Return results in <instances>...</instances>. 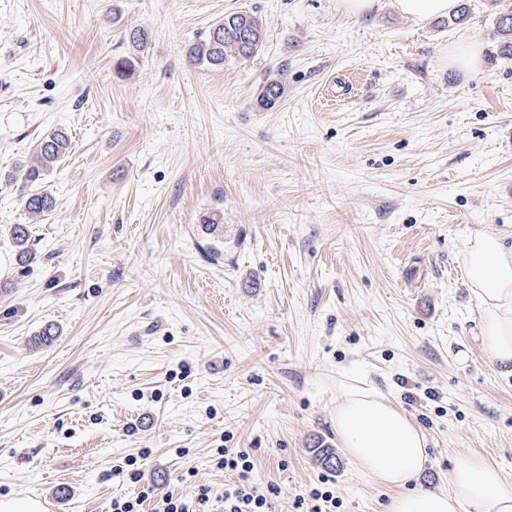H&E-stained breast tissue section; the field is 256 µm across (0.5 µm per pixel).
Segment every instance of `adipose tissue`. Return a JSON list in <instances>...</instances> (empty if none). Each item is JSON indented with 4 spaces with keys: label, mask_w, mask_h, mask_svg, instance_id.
<instances>
[{
    "label": "adipose tissue",
    "mask_w": 512,
    "mask_h": 512,
    "mask_svg": "<svg viewBox=\"0 0 512 512\" xmlns=\"http://www.w3.org/2000/svg\"><path fill=\"white\" fill-rule=\"evenodd\" d=\"M463 263L480 306L479 343L488 359L512 370V249L488 232L470 235ZM336 432L359 469L393 488L387 512H512V486L500 470L476 455L455 459L450 488L435 493L413 488L424 469L426 439L415 421L368 382L340 383Z\"/></svg>",
    "instance_id": "ef3b65f1"
}]
</instances>
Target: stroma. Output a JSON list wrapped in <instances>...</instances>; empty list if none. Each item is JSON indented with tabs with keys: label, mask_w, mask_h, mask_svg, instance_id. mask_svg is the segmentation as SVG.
<instances>
[{
	"label": "stroma",
	"mask_w": 512,
	"mask_h": 512,
	"mask_svg": "<svg viewBox=\"0 0 512 512\" xmlns=\"http://www.w3.org/2000/svg\"><path fill=\"white\" fill-rule=\"evenodd\" d=\"M240 11L265 22L260 52L190 61ZM495 14L492 0L460 24L392 0L361 17L338 0H0V497L109 512L144 486L219 496L233 476L216 449L245 448L280 490L272 512H299L324 478L341 512H385L392 488L334 424L340 381L359 379L422 428L418 486L447 492L463 454L512 484V373L477 341L461 257L478 231L512 248ZM133 29L148 46L120 77ZM469 43L480 70L448 62ZM280 70L285 96L260 109ZM56 128L72 145L41 184L54 206L23 266L24 165ZM131 457L137 483L118 471ZM11 236L15 244L16 255L20 264L34 258L33 241H31L30 224H15L11 227Z\"/></svg>",
	"instance_id": "obj_1"
}]
</instances>
